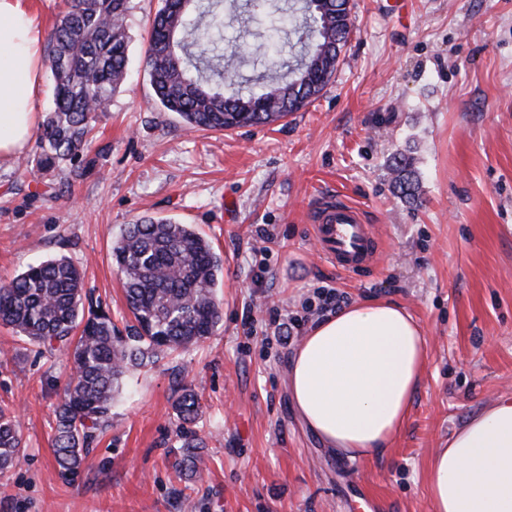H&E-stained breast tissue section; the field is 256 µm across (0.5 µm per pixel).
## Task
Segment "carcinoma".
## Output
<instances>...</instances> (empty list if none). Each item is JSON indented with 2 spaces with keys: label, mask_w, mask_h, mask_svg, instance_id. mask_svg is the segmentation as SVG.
Masks as SVG:
<instances>
[{
  "label": "carcinoma",
  "mask_w": 512,
  "mask_h": 512,
  "mask_svg": "<svg viewBox=\"0 0 512 512\" xmlns=\"http://www.w3.org/2000/svg\"><path fill=\"white\" fill-rule=\"evenodd\" d=\"M131 0H67L54 24L50 68L54 108L38 135L40 152L30 172L59 178L60 188L83 176L81 163L92 141L96 114L104 111L127 75L126 35ZM288 14V33L315 43L297 64L275 76L259 93L235 90L240 55L214 65L200 38L223 23V0H163L151 24L145 62L159 106L177 113L189 129L222 132L269 125L314 100L336 71L351 33L349 0H324L305 7L300 21L276 0H256ZM395 188L413 199L418 179L410 157H394ZM125 305L134 323L120 332L102 304L85 299L82 270L66 258L29 267L0 284V324L42 351L72 352L74 373L56 409L54 459L76 471L82 456L106 429L124 378L210 336L221 319L216 296L223 261L190 224L144 216L125 225L112 247ZM176 410L190 423L201 412L198 394L181 387ZM24 456L15 416L0 408V478Z\"/></svg>",
  "instance_id": "1"
}]
</instances>
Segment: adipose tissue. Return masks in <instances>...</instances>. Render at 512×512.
<instances>
[{
	"label": "adipose tissue",
	"instance_id": "adipose-tissue-1",
	"mask_svg": "<svg viewBox=\"0 0 512 512\" xmlns=\"http://www.w3.org/2000/svg\"><path fill=\"white\" fill-rule=\"evenodd\" d=\"M42 29L28 0H0V165L26 150L38 121ZM427 338L397 304L354 303L318 320L288 367L305 425L351 457L384 452L402 430ZM432 512H512V401L471 417L428 467Z\"/></svg>",
	"mask_w": 512,
	"mask_h": 512
}]
</instances>
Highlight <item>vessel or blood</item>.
<instances>
[{
	"instance_id": "1",
	"label": "vessel or blood",
	"mask_w": 512,
	"mask_h": 512,
	"mask_svg": "<svg viewBox=\"0 0 512 512\" xmlns=\"http://www.w3.org/2000/svg\"><path fill=\"white\" fill-rule=\"evenodd\" d=\"M321 253L338 269L353 272L375 255L373 227L362 209L338 198L321 199L310 213Z\"/></svg>"
}]
</instances>
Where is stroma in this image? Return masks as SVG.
I'll return each mask as SVG.
<instances>
[{
	"label": "stroma",
	"mask_w": 512,
	"mask_h": 512,
	"mask_svg": "<svg viewBox=\"0 0 512 512\" xmlns=\"http://www.w3.org/2000/svg\"><path fill=\"white\" fill-rule=\"evenodd\" d=\"M224 11L211 55L237 51L235 88L293 59L255 56L269 15ZM129 78L98 113L91 165L57 179L0 166V282L52 258L82 267L87 296L127 316L112 245L144 215L194 225L224 262L222 320L197 346L135 371L112 422L75 475L53 460L55 409L73 373L0 326V406L25 456L0 479V512H432L427 470L441 442L512 399V0H350L353 33L319 97L273 124L188 129L156 101L144 61L160 0H132ZM413 159L418 198L393 187L394 154ZM360 206L379 239L372 264L323 259L309 220L322 197ZM343 303L395 302L429 340L421 384L389 448L371 458L326 448L298 416L288 364ZM202 411L181 423L178 384ZM200 442L198 474L177 469Z\"/></svg>",
	"instance_id": "obj_1"
}]
</instances>
